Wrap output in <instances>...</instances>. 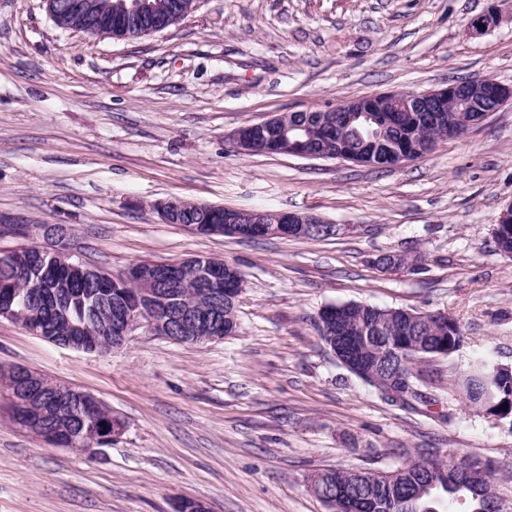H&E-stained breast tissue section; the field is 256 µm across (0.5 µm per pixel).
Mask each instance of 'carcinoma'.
Segmentation results:
<instances>
[{
    "mask_svg": "<svg viewBox=\"0 0 512 512\" xmlns=\"http://www.w3.org/2000/svg\"><path fill=\"white\" fill-rule=\"evenodd\" d=\"M72 23L78 30L110 31L114 34L132 26L118 9L103 7L93 18L84 17L79 5L84 0H70ZM156 7L139 19L145 27L168 28L176 24L183 0H153ZM387 124L382 142L376 151L386 154L405 140L418 139L434 146L448 140V118L464 125L479 118L480 113L467 111V104L448 102L446 112H402L399 107L385 113ZM288 125L305 127L306 135L316 144H336L356 153L365 150L361 139L364 121L357 112H344L338 104L333 112H290ZM182 225L216 224L224 222V210L200 212L181 211ZM160 294L175 306L203 308L209 305L204 288L195 280L183 277L157 284ZM134 286L112 287V272L101 269L90 279L68 266L42 258L39 245L32 244L0 256V308L15 310L23 307L41 317L51 332H62L69 325L77 326L83 350L91 351L109 335L112 310L126 302ZM224 322L215 335L226 336L236 327L235 308L229 298V281H224ZM351 318L349 343L362 348L365 372L358 377L380 392H385L386 381L380 363L392 357L401 365L411 382V400L407 404L424 402L419 382V362L441 354L446 356L460 350L467 343L464 326L455 318L446 316L441 322L429 318L409 320L398 308L368 305L361 307L348 302ZM493 356L487 351L474 353L467 367L457 376L456 385L461 398L469 408L484 409L489 405L506 408L512 418V378L491 375ZM43 392L48 398L43 406L40 425L32 431L42 436L53 432L67 439L66 446L80 448L91 435H102L111 430L112 410L99 403L84 419H74L65 406L52 401L54 384L43 381ZM470 457L453 454L443 457L414 459L386 473L371 469H327L317 482L324 502L337 512H445V503L463 504L467 512H504L496 495L476 472H468L460 465Z\"/></svg>",
    "mask_w": 512,
    "mask_h": 512,
    "instance_id": "cac0c4a2",
    "label": "carcinoma"
}]
</instances>
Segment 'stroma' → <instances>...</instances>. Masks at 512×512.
I'll return each instance as SVG.
<instances>
[{
    "label": "stroma",
    "mask_w": 512,
    "mask_h": 512,
    "mask_svg": "<svg viewBox=\"0 0 512 512\" xmlns=\"http://www.w3.org/2000/svg\"><path fill=\"white\" fill-rule=\"evenodd\" d=\"M495 9L496 27L471 22ZM489 77L512 85V0H197L132 39L59 28L45 0H0V224H66L76 258H219L244 288L235 332L180 344L137 330L86 353L0 319V370L22 365L90 392L116 441L51 445L15 423L0 388V512H331L329 468L390 470L448 452L494 464L512 512V422L465 408L453 381L474 351L512 365V257L493 226L512 202V103L465 137L390 168L228 141L269 117ZM171 197L313 213L323 239L194 234L160 220ZM392 252L416 271H383ZM357 302L460 321L468 344L424 366L428 405L389 402L322 341L320 311Z\"/></svg>",
    "instance_id": "35a3bbf8"
}]
</instances>
